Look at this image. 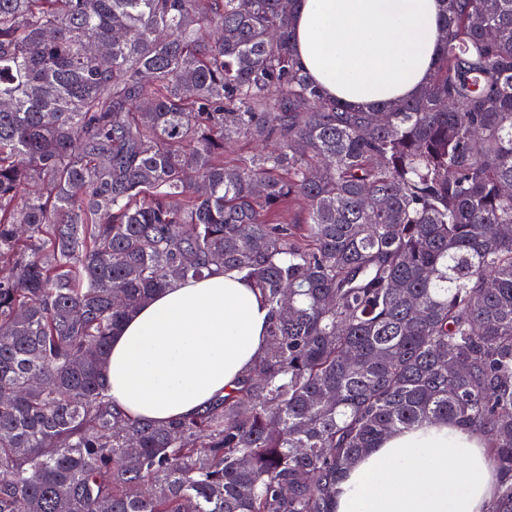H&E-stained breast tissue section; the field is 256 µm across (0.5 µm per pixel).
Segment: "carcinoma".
<instances>
[{
	"label": "carcinoma",
	"mask_w": 512,
	"mask_h": 512,
	"mask_svg": "<svg viewBox=\"0 0 512 512\" xmlns=\"http://www.w3.org/2000/svg\"><path fill=\"white\" fill-rule=\"evenodd\" d=\"M441 2L422 92L359 111L294 59L298 0H0V512H335L436 420L487 438L512 512V0ZM222 270L264 355L129 420L113 332Z\"/></svg>",
	"instance_id": "obj_1"
}]
</instances>
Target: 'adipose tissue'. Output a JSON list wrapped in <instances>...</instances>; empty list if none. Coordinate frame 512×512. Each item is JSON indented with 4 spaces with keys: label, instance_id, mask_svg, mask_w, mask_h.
<instances>
[{
    "label": "adipose tissue",
    "instance_id": "adipose-tissue-1",
    "mask_svg": "<svg viewBox=\"0 0 512 512\" xmlns=\"http://www.w3.org/2000/svg\"><path fill=\"white\" fill-rule=\"evenodd\" d=\"M439 0H300L304 70L350 106L410 98L438 57ZM261 292L227 271L174 282L114 332L102 383L134 420L186 417L234 388L264 354ZM483 435L443 421L383 439L337 486L335 512H486L497 486Z\"/></svg>",
    "mask_w": 512,
    "mask_h": 512
}]
</instances>
